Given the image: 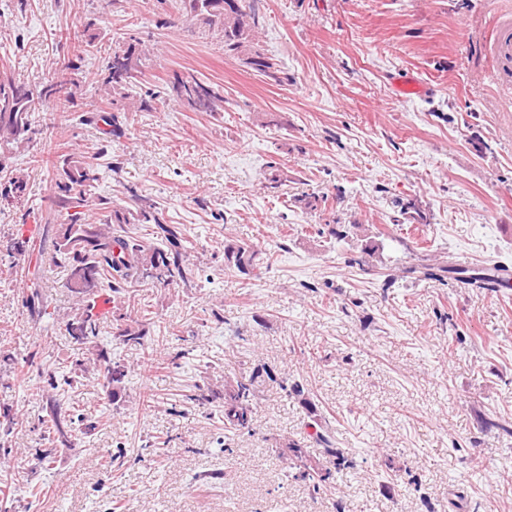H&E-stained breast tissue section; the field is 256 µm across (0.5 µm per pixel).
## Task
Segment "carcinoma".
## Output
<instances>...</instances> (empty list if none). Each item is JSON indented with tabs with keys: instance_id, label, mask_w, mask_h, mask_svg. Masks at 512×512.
Instances as JSON below:
<instances>
[{
	"instance_id": "1",
	"label": "carcinoma",
	"mask_w": 512,
	"mask_h": 512,
	"mask_svg": "<svg viewBox=\"0 0 512 512\" xmlns=\"http://www.w3.org/2000/svg\"><path fill=\"white\" fill-rule=\"evenodd\" d=\"M182 14L200 21L219 37L224 54L233 56L248 67L278 82L274 63L259 49L257 29L261 24L258 14L245 4V0H177ZM98 33L88 23L74 36V51L78 58L97 49ZM146 52L133 41L118 47L108 58L101 85L102 95L122 107L106 111L101 107L98 121L103 124V136L121 137L125 133L128 114L149 112L153 109V96L141 92L137 76L143 74ZM79 88L77 66L56 68L35 87L18 85L0 76V155L15 148L30 146L43 134V125L35 120V113L52 108L56 112H69L74 106ZM169 95L192 112L224 111V96L197 78L175 77L169 85ZM55 191L45 223H59L53 244L54 262L68 272L67 288L77 301V309L67 320L66 331H77L74 340L80 344L96 342L100 334L101 315L94 311V300L104 291L111 290L112 298H130L133 286L142 283L176 287L189 281L190 270L185 264L188 240L178 224H165L156 206L136 199V207L112 208V201L98 199L101 218L96 224L86 222L88 199L96 194L101 181V169L94 159L75 153L60 155L54 163ZM161 242L152 246L140 235L144 229ZM256 254L239 245L224 250V263L229 269L253 281L264 278L268 267L255 260ZM405 273L416 277L441 280L445 274L475 288H487L506 277L500 269L455 265L423 266V270L410 267ZM30 311L39 317L51 315L43 296L41 284L30 286L26 296ZM118 338L125 344L142 346L145 334L141 329L128 326L119 329ZM92 374L104 387L117 395L124 388L128 367L112 357L104 347L98 348ZM253 378L234 377L224 380V391L215 390L211 400L224 408V431L235 434L250 430L253 421ZM72 384L70 378H58L49 373L47 392L51 393L48 418L41 422L42 440L55 448L70 447L78 434L95 427V422L84 428L75 426L71 409L63 407L57 393ZM20 424L18 412L9 405H0V430L10 434ZM315 441L322 447L324 461L314 462L299 444H287L289 468L295 470L293 478L308 482L317 492L333 479H343L344 471L354 468L353 461L343 449L333 447L330 432L315 431Z\"/></svg>"
}]
</instances>
